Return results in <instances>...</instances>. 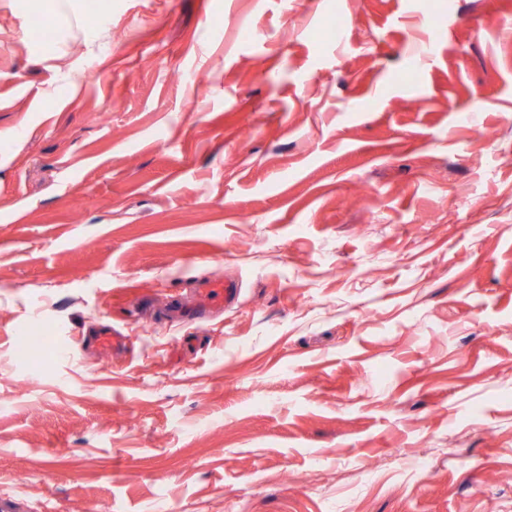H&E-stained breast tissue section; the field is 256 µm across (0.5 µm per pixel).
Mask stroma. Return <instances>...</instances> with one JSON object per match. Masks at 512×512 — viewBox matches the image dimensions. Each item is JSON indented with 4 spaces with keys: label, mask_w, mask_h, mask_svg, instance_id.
Segmentation results:
<instances>
[{
    "label": "stroma",
    "mask_w": 512,
    "mask_h": 512,
    "mask_svg": "<svg viewBox=\"0 0 512 512\" xmlns=\"http://www.w3.org/2000/svg\"><path fill=\"white\" fill-rule=\"evenodd\" d=\"M30 2L0 0V489L512 512V0H40L51 39ZM195 304L191 316L200 318L207 311L217 309L223 306L227 307L233 304L238 295V288L229 280L223 281H203L195 289Z\"/></svg>",
    "instance_id": "stroma-1"
}]
</instances>
